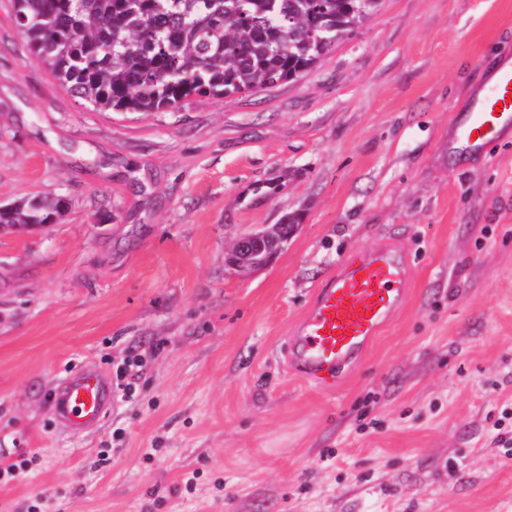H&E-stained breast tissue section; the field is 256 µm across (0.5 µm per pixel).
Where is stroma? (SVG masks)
Masks as SVG:
<instances>
[{
    "mask_svg": "<svg viewBox=\"0 0 512 512\" xmlns=\"http://www.w3.org/2000/svg\"><path fill=\"white\" fill-rule=\"evenodd\" d=\"M512 60V0H378L296 79L179 109L98 112L0 0V512H512V134L442 151ZM301 217L267 265L226 248ZM401 249L404 308L336 390L287 357L357 248ZM135 363L127 391L121 374ZM101 370L94 428L53 389ZM64 209L65 201L60 198L24 197L2 207L0 229L4 226L26 228L37 224H52L61 216Z\"/></svg>",
    "mask_w": 512,
    "mask_h": 512,
    "instance_id": "35a3bbf8",
    "label": "stroma"
}]
</instances>
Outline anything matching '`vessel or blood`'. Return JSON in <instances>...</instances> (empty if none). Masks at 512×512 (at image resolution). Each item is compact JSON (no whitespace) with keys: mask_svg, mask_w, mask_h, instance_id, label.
I'll return each mask as SVG.
<instances>
[{"mask_svg":"<svg viewBox=\"0 0 512 512\" xmlns=\"http://www.w3.org/2000/svg\"><path fill=\"white\" fill-rule=\"evenodd\" d=\"M512 131V66L499 68L492 83L454 118L448 151L478 155ZM407 266L398 250L359 249L319 288L289 338L288 356L306 379L331 389L343 369L355 363L377 332L404 307ZM112 403V388L96 371L79 369L52 394L59 425L83 429Z\"/></svg>","mask_w":512,"mask_h":512,"instance_id":"vessel-or-blood-1","label":"vessel or blood"}]
</instances>
